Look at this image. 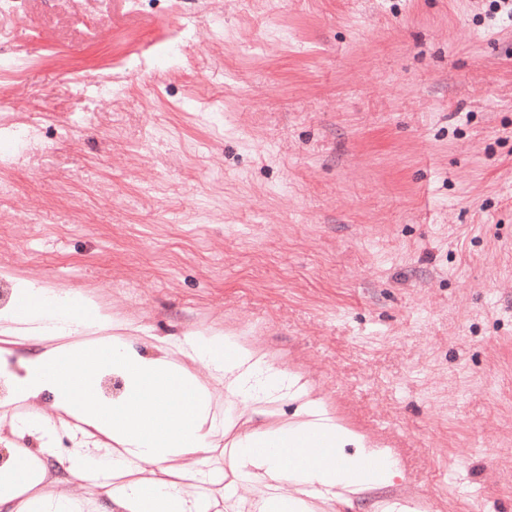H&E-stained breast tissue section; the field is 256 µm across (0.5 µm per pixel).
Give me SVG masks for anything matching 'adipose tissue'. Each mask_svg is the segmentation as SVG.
<instances>
[{
	"instance_id": "obj_1",
	"label": "adipose tissue",
	"mask_w": 512,
	"mask_h": 512,
	"mask_svg": "<svg viewBox=\"0 0 512 512\" xmlns=\"http://www.w3.org/2000/svg\"><path fill=\"white\" fill-rule=\"evenodd\" d=\"M27 298L23 319L43 333L68 336L92 327L69 295L48 294L31 282L19 285ZM181 348L189 359L210 366L224 388V402L242 415H273L282 406L291 413L264 428L224 440L222 502L189 492L168 466L174 457L206 454L214 448L211 396L182 365L165 357L138 354L128 338L109 339L107 351L122 395L111 408L88 397L97 356L77 350V368L39 359L21 381L22 393L55 387L65 411L93 427L112 443L115 498L122 512H318V502L340 503L365 491L363 475L391 482L396 464L387 448L341 424L324 401L312 397L303 375L289 371L274 355L232 337L194 334ZM159 470L151 484L133 480L136 471Z\"/></svg>"
}]
</instances>
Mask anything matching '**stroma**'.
<instances>
[{"label": "stroma", "instance_id": "obj_1", "mask_svg": "<svg viewBox=\"0 0 512 512\" xmlns=\"http://www.w3.org/2000/svg\"><path fill=\"white\" fill-rule=\"evenodd\" d=\"M179 57L150 60L173 38ZM0 277L111 325L33 341L0 322V471L119 512L106 455L29 361L112 336L249 341L382 442L393 485L323 512H512V18L489 0H26L0 15ZM111 82L90 106L74 82Z\"/></svg>", "mask_w": 512, "mask_h": 512}]
</instances>
